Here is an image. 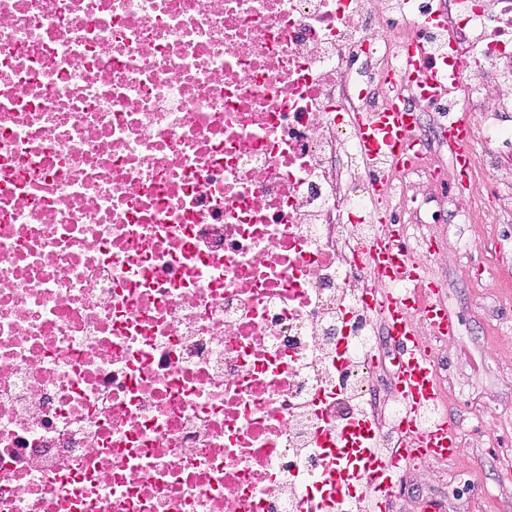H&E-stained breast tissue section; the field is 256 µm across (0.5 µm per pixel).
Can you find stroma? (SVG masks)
<instances>
[{
  "mask_svg": "<svg viewBox=\"0 0 512 512\" xmlns=\"http://www.w3.org/2000/svg\"><path fill=\"white\" fill-rule=\"evenodd\" d=\"M410 181L405 218L413 242L437 237L430 275L458 320L456 336L439 354L448 362V422L467 453L441 474L413 468L412 486L392 497L388 512H423L428 498L440 503V512H512V355L498 352L512 338V183L503 188L500 223L485 224L478 199L451 201L428 193L421 176ZM462 211L470 223H459ZM476 403L493 408L494 422L470 414Z\"/></svg>",
  "mask_w": 512,
  "mask_h": 512,
  "instance_id": "obj_1",
  "label": "stroma"
}]
</instances>
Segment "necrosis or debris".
<instances>
[{"label": "necrosis or debris", "instance_id": "obj_1", "mask_svg": "<svg viewBox=\"0 0 512 512\" xmlns=\"http://www.w3.org/2000/svg\"><path fill=\"white\" fill-rule=\"evenodd\" d=\"M0 0V512H324L374 400L353 115L425 42L414 112L512 148V0Z\"/></svg>", "mask_w": 512, "mask_h": 512}]
</instances>
